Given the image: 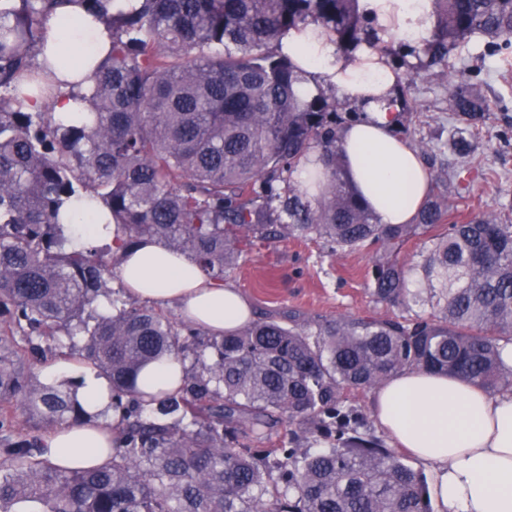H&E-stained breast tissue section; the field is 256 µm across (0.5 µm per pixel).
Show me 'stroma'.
Returning <instances> with one entry per match:
<instances>
[{
	"instance_id": "1",
	"label": "stroma",
	"mask_w": 512,
	"mask_h": 512,
	"mask_svg": "<svg viewBox=\"0 0 512 512\" xmlns=\"http://www.w3.org/2000/svg\"><path fill=\"white\" fill-rule=\"evenodd\" d=\"M377 49L398 76L414 78L396 133L434 159L431 183H439L445 168L458 164L448 150L455 126L448 110L449 78L477 83L495 102L487 126L473 136V180L449 194L448 203L458 221L480 210L512 222V48L490 52L484 38L474 36L460 44L448 66L427 70L419 68L415 56L398 60L399 43H381ZM373 260L370 250L334 253L315 237H288L255 248L225 281L243 293L259 317L281 318L292 310L327 319L341 313L385 315L388 307L371 295Z\"/></svg>"
}]
</instances>
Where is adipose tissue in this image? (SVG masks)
<instances>
[{
  "label": "adipose tissue",
  "mask_w": 512,
  "mask_h": 512,
  "mask_svg": "<svg viewBox=\"0 0 512 512\" xmlns=\"http://www.w3.org/2000/svg\"><path fill=\"white\" fill-rule=\"evenodd\" d=\"M359 8L386 38L419 44L432 28L433 0H359ZM285 42L304 73L302 92L314 91L316 80L323 79L367 111L364 121L343 131V175L349 186L378 223H411L429 178L420 156L395 133L391 97L397 78L385 56L364 49L353 62H344L327 36L311 27L291 32ZM111 45V28L88 15L80 0L50 19L35 66L54 81L57 113L82 111L79 96L90 68L105 60ZM65 55L80 59L81 67L63 68ZM120 276L127 295L176 305L183 320L213 336L253 318L238 289L208 278L193 260L153 240L122 252ZM42 375L50 381L78 380L77 398L96 416L92 423L48 433L46 458L63 468L111 462L115 431L103 418L106 381L76 359L53 361ZM373 419L398 447L432 469L441 512H512V389L492 394L462 378L406 370L376 389Z\"/></svg>",
  "instance_id": "obj_1"
}]
</instances>
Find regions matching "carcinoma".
<instances>
[{
	"label": "carcinoma",
	"mask_w": 512,
	"mask_h": 512,
	"mask_svg": "<svg viewBox=\"0 0 512 512\" xmlns=\"http://www.w3.org/2000/svg\"><path fill=\"white\" fill-rule=\"evenodd\" d=\"M61 2L0 0V512L26 500L42 512H435L426 477L368 433L345 393L403 370L512 388L501 357L512 342V224L483 211L449 222L441 191L414 223L380 224L347 185L346 117L321 87L299 94L283 39L319 26L352 60L379 41L358 0H142L116 15L109 0H81L112 28V47L89 77L84 112L66 121L34 67ZM435 2L420 65L447 62L475 35L489 51L512 46V0ZM34 96L44 101L32 111ZM448 111L451 149L466 160L490 104L458 81ZM311 152L326 175L312 197L292 181ZM84 195L106 208L123 247L153 239L217 282L258 242L374 246V300L430 312L290 311L286 324L267 317L209 339L112 297V244L70 248L60 216ZM426 235L425 261L400 262L397 247ZM74 355L110 384L118 447L103 467L64 470L44 457V434L90 414L76 381L47 384L33 363ZM164 356L186 363L181 386L142 394V369Z\"/></svg>",
	"instance_id": "carcinoma-1"
}]
</instances>
